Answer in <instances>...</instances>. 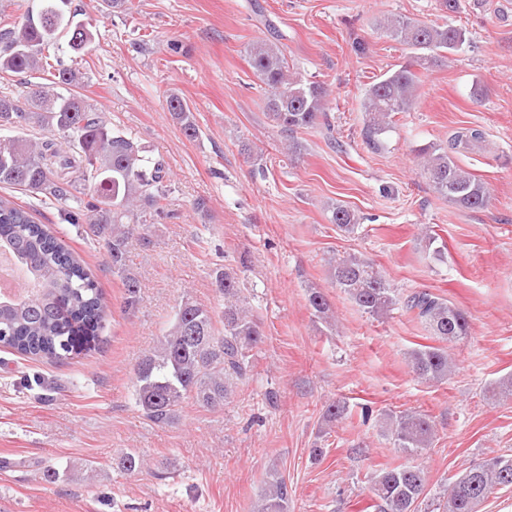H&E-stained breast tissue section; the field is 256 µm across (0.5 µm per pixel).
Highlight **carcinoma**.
Instances as JSON below:
<instances>
[{
	"label": "carcinoma",
	"instance_id": "1",
	"mask_svg": "<svg viewBox=\"0 0 512 512\" xmlns=\"http://www.w3.org/2000/svg\"><path fill=\"white\" fill-rule=\"evenodd\" d=\"M70 0H40L38 7L17 19L0 21V71L34 76L49 73V82L35 91L0 95V185L43 196L65 205L63 220L83 224L86 233L103 243L126 288L124 306L140 301V283L128 265L129 246L136 234L145 235L148 217L157 212L169 191L163 162L146 154L145 147L110 127L100 113L69 87L81 79L76 69L62 66L64 48L84 51L92 42L96 20L76 21L67 15ZM389 37L414 52L413 60L387 71L371 84L363 99L366 135L381 143L394 115L415 104L417 68L431 66L466 42V32L450 25H429L403 18L384 23ZM66 43H60L61 38ZM248 63L267 93L265 116L288 135V154H300L295 134L326 119L325 83L305 82L290 71L280 48L264 40L247 45ZM167 109L189 139L198 136L193 113L177 95ZM38 129L28 138L17 130ZM483 131L462 127L445 147L419 149L418 157L435 191L470 210L484 207L488 186L457 163L453 154L482 147ZM331 223L347 234L359 228L358 217L342 203L332 207ZM7 250L26 270L30 292L22 298L0 296V326L7 329L6 347L28 358L61 361L71 354L66 339L74 330L98 334L106 312L102 295L85 267L57 237L35 221L33 211L0 197V251ZM328 272L360 311L382 316L398 304L415 314L439 346L421 345L407 352L414 375L442 383L454 371L448 344L469 335L466 312L430 292H414L400 299L374 263L356 254L331 258ZM215 282L224 296V329L215 330L211 312L185 299L152 353L135 368V404L157 425L174 423L181 403L191 398L207 409L224 406L237 384L251 371L253 350L263 331L241 295L236 278L218 271ZM315 315L328 323L330 305L317 288L308 290ZM499 400L512 401V375L490 389ZM384 436L393 447L416 456L431 447L434 426L418 411L384 415ZM423 467L405 463L380 470L371 492L377 512H417L426 491ZM497 487L512 488V455H497L474 463L455 475L434 512H476ZM290 493L284 479L268 482L259 512H288Z\"/></svg>",
	"mask_w": 512,
	"mask_h": 512
}]
</instances>
